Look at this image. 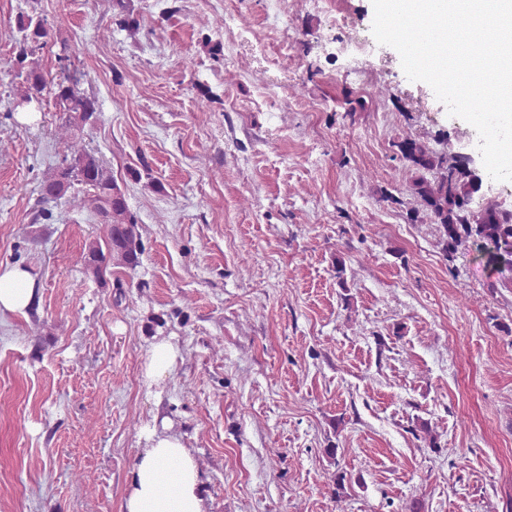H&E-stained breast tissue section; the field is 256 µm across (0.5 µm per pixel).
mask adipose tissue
Segmentation results:
<instances>
[{"mask_svg":"<svg viewBox=\"0 0 512 512\" xmlns=\"http://www.w3.org/2000/svg\"><path fill=\"white\" fill-rule=\"evenodd\" d=\"M37 293L28 269L0 268V318L26 313ZM178 357L179 350L168 337L153 336L143 369L146 382L153 385L171 377ZM123 512H209L200 471L179 436L151 431L137 454Z\"/></svg>","mask_w":512,"mask_h":512,"instance_id":"adipose-tissue-1","label":"adipose tissue"}]
</instances>
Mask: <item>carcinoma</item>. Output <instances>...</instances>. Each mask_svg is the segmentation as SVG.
Listing matches in <instances>:
<instances>
[{
	"label": "carcinoma",
	"mask_w": 512,
	"mask_h": 512,
	"mask_svg": "<svg viewBox=\"0 0 512 512\" xmlns=\"http://www.w3.org/2000/svg\"><path fill=\"white\" fill-rule=\"evenodd\" d=\"M17 28L21 34L15 57L16 76L22 79L19 101L50 97L64 115L65 130L71 132L60 163L41 181L39 202L58 201L76 184L88 187L84 196L67 197L74 208L93 213L104 227L103 242H91L81 255L86 271L104 284L110 267L137 266L144 246L125 193L111 170L73 134L96 121L97 102L81 88L67 85L68 58L58 57L61 75L54 78L30 64L29 57L48 36L43 19L21 15ZM396 147L415 173L406 193L418 208L407 211V220L416 223L426 217L442 230L448 255L460 249L476 251L485 266L498 274L499 286L512 289V210L476 200L482 184L464 156L439 153L411 134L402 136Z\"/></svg>",
	"instance_id": "cac0c4a2"
}]
</instances>
